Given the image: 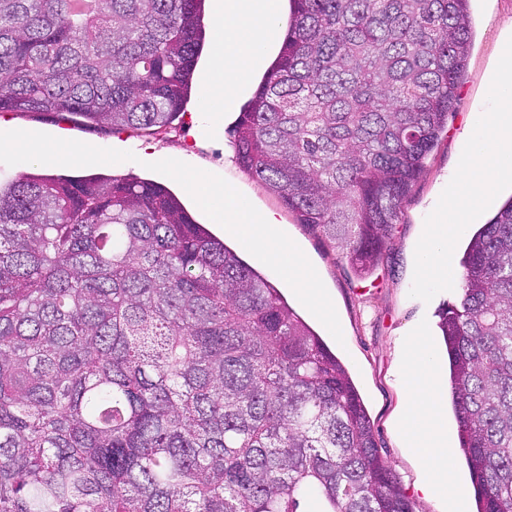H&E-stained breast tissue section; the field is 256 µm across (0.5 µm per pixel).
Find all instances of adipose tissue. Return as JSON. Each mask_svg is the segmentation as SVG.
Instances as JSON below:
<instances>
[{
  "label": "adipose tissue",
  "instance_id": "obj_1",
  "mask_svg": "<svg viewBox=\"0 0 512 512\" xmlns=\"http://www.w3.org/2000/svg\"><path fill=\"white\" fill-rule=\"evenodd\" d=\"M288 0H224L214 29L209 81L224 86V109L241 111L244 93L264 67L270 53L285 39ZM402 378L407 394L402 414L403 435L425 466L431 494L446 493L461 501L450 482L448 425L441 413L448 400V380L438 374L423 332L403 342Z\"/></svg>",
  "mask_w": 512,
  "mask_h": 512
}]
</instances>
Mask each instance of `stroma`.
Returning <instances> with one entry per match:
<instances>
[{"mask_svg": "<svg viewBox=\"0 0 512 512\" xmlns=\"http://www.w3.org/2000/svg\"><path fill=\"white\" fill-rule=\"evenodd\" d=\"M472 43L467 75L458 100L448 116V126L429 154L424 171L402 215L395 224L388 256L370 275L359 277L345 261L335 256L315 234L297 224L283 204L236 160L231 131L235 113L212 112L210 123L202 121V91L208 81V62L200 60L183 112L164 131L147 134L133 129L101 131L43 114L4 112L0 127L37 131L78 140L97 147L133 152L135 161L84 167L87 175H115L162 181V174L148 170V163L174 158L222 176L243 193L260 213L274 214L282 230L297 243L314 265L335 305L343 344L331 349L347 367L357 385L374 426L383 462L398 476L404 491L413 498L418 512H450L447 498H425L424 466L407 447L399 425L404 402L399 375L400 343L416 329H423L431 347H438V311L454 302L456 291H443L430 302L410 297L415 247L423 232L432 201L455 172L466 144L464 131L475 126L486 106L487 78L495 66L501 42L512 24V0H471ZM191 212L262 277L278 288L284 300L320 336L328 331L297 299L291 288L259 261L219 224L210 223L199 207Z\"/></svg>", "mask_w": 512, "mask_h": 512, "instance_id": "obj_1", "label": "stroma"}]
</instances>
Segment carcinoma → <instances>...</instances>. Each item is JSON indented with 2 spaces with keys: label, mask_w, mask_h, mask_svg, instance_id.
<instances>
[{
  "label": "carcinoma",
  "mask_w": 512,
  "mask_h": 512,
  "mask_svg": "<svg viewBox=\"0 0 512 512\" xmlns=\"http://www.w3.org/2000/svg\"><path fill=\"white\" fill-rule=\"evenodd\" d=\"M470 0H292L239 165L358 274L455 109ZM204 0H0V112L171 124ZM442 308L478 512H512V199ZM0 512H417L345 366L164 186L0 183Z\"/></svg>",
  "instance_id": "cac0c4a2"
}]
</instances>
